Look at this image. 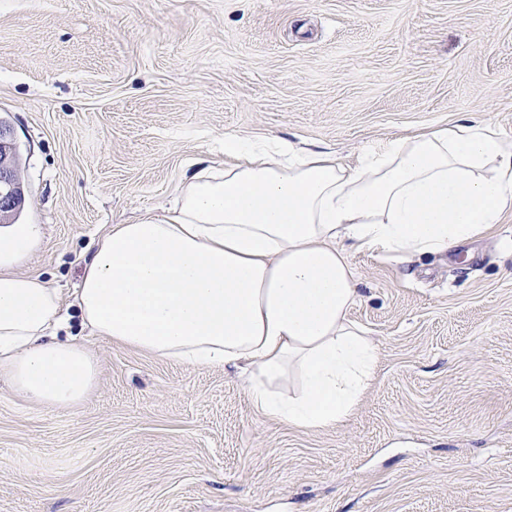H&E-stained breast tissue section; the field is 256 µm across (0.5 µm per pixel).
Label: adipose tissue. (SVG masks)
Segmentation results:
<instances>
[{
	"instance_id": "1",
	"label": "adipose tissue",
	"mask_w": 512,
	"mask_h": 512,
	"mask_svg": "<svg viewBox=\"0 0 512 512\" xmlns=\"http://www.w3.org/2000/svg\"><path fill=\"white\" fill-rule=\"evenodd\" d=\"M512 212V143L463 119L390 137L355 163L224 137V166L182 183L166 216L116 224L85 263L72 308L84 331L191 366L247 377L268 417L336 427L375 379L379 353L348 312V248L402 258L445 253ZM36 227L0 231V374L26 400L76 407L98 364L66 335L67 310L19 273ZM297 370L284 396L273 383Z\"/></svg>"
}]
</instances>
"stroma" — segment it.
Masks as SVG:
<instances>
[{"instance_id":"1","label":"stroma","mask_w":512,"mask_h":512,"mask_svg":"<svg viewBox=\"0 0 512 512\" xmlns=\"http://www.w3.org/2000/svg\"><path fill=\"white\" fill-rule=\"evenodd\" d=\"M0 117L22 146L20 270L62 297L112 225L163 214L224 136L348 163L461 119L512 140V0H0ZM380 354L352 416L303 430L237 370L69 333L76 408L0 377V512H512V213L453 253L350 250Z\"/></svg>"}]
</instances>
